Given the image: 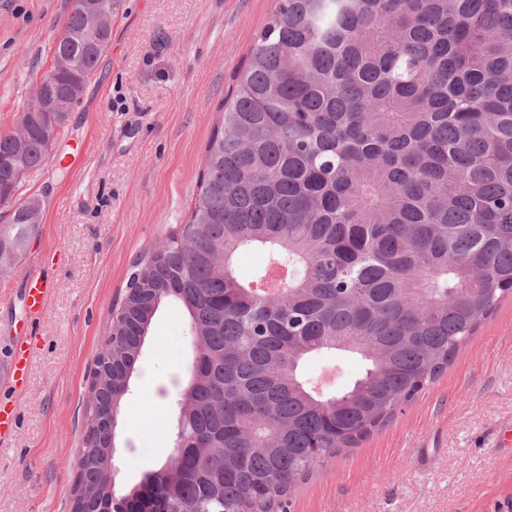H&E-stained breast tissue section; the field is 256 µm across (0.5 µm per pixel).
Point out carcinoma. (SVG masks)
<instances>
[{"instance_id": "cac0c4a2", "label": "carcinoma", "mask_w": 512, "mask_h": 512, "mask_svg": "<svg viewBox=\"0 0 512 512\" xmlns=\"http://www.w3.org/2000/svg\"><path fill=\"white\" fill-rule=\"evenodd\" d=\"M92 0H75L46 91L72 106L95 75ZM205 148L186 222L134 265L95 365L71 512L152 489L195 512H269L448 369L512 295V0H276ZM0 136V193L41 169L45 126ZM42 221L0 224V267ZM265 263L245 283L239 251ZM273 265L291 277L257 298ZM181 304L194 343L178 438L118 493L100 470L153 319ZM323 353L362 369L326 392Z\"/></svg>"}]
</instances>
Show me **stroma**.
I'll return each instance as SVG.
<instances>
[{
    "instance_id": "35a3bbf8",
    "label": "stroma",
    "mask_w": 512,
    "mask_h": 512,
    "mask_svg": "<svg viewBox=\"0 0 512 512\" xmlns=\"http://www.w3.org/2000/svg\"><path fill=\"white\" fill-rule=\"evenodd\" d=\"M276 0H123L97 73L44 167L15 197L41 203L26 255L0 274V356L23 325L21 290L38 257L57 251V288L18 428L0 449V512H70L84 408L110 309L132 264L189 215L216 108L235 87ZM74 0H0V133L20 124ZM193 343L183 307L164 302L137 366L169 399L155 407L142 377L116 429L117 482L130 487L174 452L177 402ZM512 298L447 372L359 447L321 462L273 512H512Z\"/></svg>"
}]
</instances>
